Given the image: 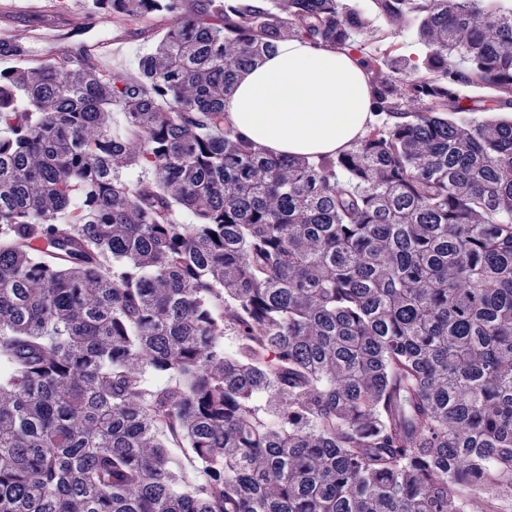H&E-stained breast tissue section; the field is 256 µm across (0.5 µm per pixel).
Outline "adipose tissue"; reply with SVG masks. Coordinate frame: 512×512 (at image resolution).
Returning a JSON list of instances; mask_svg holds the SVG:
<instances>
[{
	"label": "adipose tissue",
	"instance_id": "1",
	"mask_svg": "<svg viewBox=\"0 0 512 512\" xmlns=\"http://www.w3.org/2000/svg\"><path fill=\"white\" fill-rule=\"evenodd\" d=\"M369 101L354 51L293 39L239 76L224 110L234 128L268 154L310 157L350 148L363 136Z\"/></svg>",
	"mask_w": 512,
	"mask_h": 512
}]
</instances>
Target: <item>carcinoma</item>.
Here are the masks:
<instances>
[{"mask_svg": "<svg viewBox=\"0 0 512 512\" xmlns=\"http://www.w3.org/2000/svg\"><path fill=\"white\" fill-rule=\"evenodd\" d=\"M95 3L150 44L137 78L0 40V512H498L512 0H372L416 57L365 51L343 0ZM287 39L362 55L349 149L271 156L226 122Z\"/></svg>", "mask_w": 512, "mask_h": 512, "instance_id": "1", "label": "carcinoma"}]
</instances>
